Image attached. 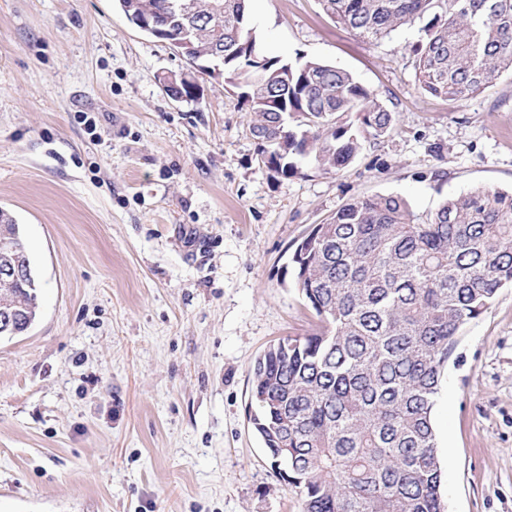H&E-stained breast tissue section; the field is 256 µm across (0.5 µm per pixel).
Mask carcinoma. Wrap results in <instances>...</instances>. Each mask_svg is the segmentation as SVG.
Instances as JSON below:
<instances>
[{"instance_id": "1", "label": "carcinoma", "mask_w": 512, "mask_h": 512, "mask_svg": "<svg viewBox=\"0 0 512 512\" xmlns=\"http://www.w3.org/2000/svg\"><path fill=\"white\" fill-rule=\"evenodd\" d=\"M126 16L150 17L146 35L192 40L199 73L235 76L254 112L261 157L287 177L297 160L334 172L379 139L395 118L347 71L303 56L265 57L257 75L255 31L240 22L247 0L216 5L221 30L192 27L186 0H115ZM338 24L369 40L419 21L409 55L421 87L467 99L512 72V0H320ZM289 65L284 85L271 73ZM298 114V130L285 115ZM356 115L362 129L354 128ZM32 267L23 234L0 211V234ZM294 287L319 320L303 337L271 344L252 369L249 415L279 475L298 488L303 512H444L433 408L461 326L512 285V191L473 187L415 214L398 195L363 197L315 225L292 251ZM34 271L8 290L14 322L0 338L27 331L38 314Z\"/></svg>"}]
</instances>
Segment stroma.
Listing matches in <instances>:
<instances>
[{
  "mask_svg": "<svg viewBox=\"0 0 512 512\" xmlns=\"http://www.w3.org/2000/svg\"><path fill=\"white\" fill-rule=\"evenodd\" d=\"M249 18L267 56L349 71L392 131L343 170L282 176L236 89L200 74L198 101L166 96L185 59L113 0H0V209L41 285L0 340V512H301L248 417L256 358L317 325L295 243L360 196L424 215L512 188L511 73L449 100L416 78L417 25L372 42L319 0ZM433 419L445 512H512V288L462 326Z\"/></svg>",
  "mask_w": 512,
  "mask_h": 512,
  "instance_id": "stroma-1",
  "label": "stroma"
}]
</instances>
